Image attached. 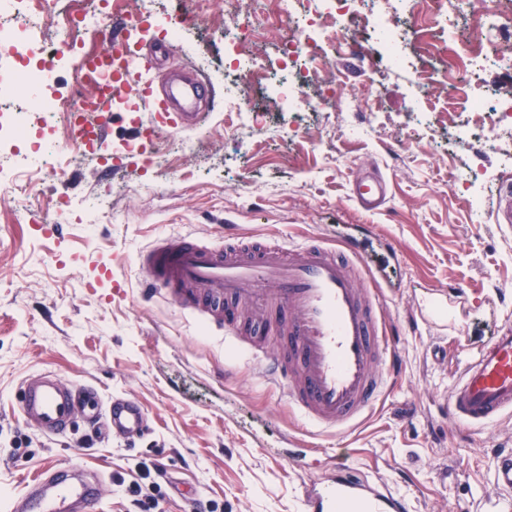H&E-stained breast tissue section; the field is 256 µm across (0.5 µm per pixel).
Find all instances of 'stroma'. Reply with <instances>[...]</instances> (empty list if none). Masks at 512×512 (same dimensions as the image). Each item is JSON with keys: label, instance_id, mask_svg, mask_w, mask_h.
I'll use <instances>...</instances> for the list:
<instances>
[{"label": "stroma", "instance_id": "35a3bbf8", "mask_svg": "<svg viewBox=\"0 0 512 512\" xmlns=\"http://www.w3.org/2000/svg\"><path fill=\"white\" fill-rule=\"evenodd\" d=\"M87 7L104 16L93 43L106 46L118 30L131 36L143 78L157 83L180 71L209 84L208 117L201 123L190 113L171 125L132 86L84 155L27 103L30 135L16 151L34 152L54 135L66 168L37 174L33 206L0 191V512L50 460L103 477L98 512H129L145 463L167 476L159 512H193L200 501L215 502L217 512H302L305 486L329 474L341 448L351 449L361 478H385L410 512H485L486 498L499 494L494 464L498 449L512 448V418L469 433L442 409L464 363L496 324L512 320V226L496 221V188L478 208L460 181L478 167L496 171L499 184L512 182V169L500 171L481 136L472 148L458 146L459 127L472 116L443 113L463 96L440 95L425 117L403 115L411 72L440 68L443 58H420L402 40L405 72L372 88L367 78L383 49L344 19L348 51L335 55L323 43L332 55L326 70L285 112L263 87L225 74L224 0H153L157 19L138 30L129 17L140 0H127L123 18L107 14L103 0ZM331 85L352 110L330 111ZM243 91L260 112V131L224 120L225 96ZM140 126L155 129L154 162L138 150L132 130ZM371 171L389 195L366 212L352 190ZM96 198L106 202L96 224L59 215L60 200L80 206ZM227 224L286 247L369 224L397 245L400 286L384 301L401 332L397 379L349 431L312 434L258 361L232 353L223 334L206 333L164 299L139 301L141 251L164 236L216 241ZM451 286L466 297L449 305L448 328L413 324ZM48 371L106 399L133 395L147 432L125 439L80 422L64 438L41 433L23 421L18 390Z\"/></svg>", "mask_w": 512, "mask_h": 512}]
</instances>
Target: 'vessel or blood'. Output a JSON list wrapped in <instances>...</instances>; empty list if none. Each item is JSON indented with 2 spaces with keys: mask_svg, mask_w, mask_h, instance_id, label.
Listing matches in <instances>:
<instances>
[{
  "mask_svg": "<svg viewBox=\"0 0 512 512\" xmlns=\"http://www.w3.org/2000/svg\"><path fill=\"white\" fill-rule=\"evenodd\" d=\"M121 52L119 44L110 43L86 64L114 93L126 86L124 70L110 66ZM199 89L196 83L172 81L158 92L147 82L140 95L152 111L177 113L198 98ZM84 110L95 134H103L111 117L104 95L89 97ZM387 196V183L374 176L354 185L353 197L364 210H376ZM224 237L225 247L190 236L156 240L141 254L145 296L171 301L251 352L264 377L285 385L289 401L313 427L351 428L381 396L386 379L375 367L392 359L398 343L386 326L380 283L362 244L353 237L314 238L288 248L271 241L239 244L229 226ZM19 406L27 423L54 437L85 419H103L107 430L123 438L147 428L145 411L133 397L103 405L88 387L62 386L51 374L24 380ZM511 416L512 324L506 322L464 365L448 398V418L475 430ZM494 482L500 491L512 492L511 449L497 455ZM103 486L100 479L92 485L67 483L47 468L10 508L59 512L70 501L82 512H95ZM303 507L304 512H408L406 498L359 478L343 454L327 479L306 488Z\"/></svg>",
  "mask_w": 512,
  "mask_h": 512,
  "instance_id": "b4317fda",
  "label": "vessel or blood"
}]
</instances>
